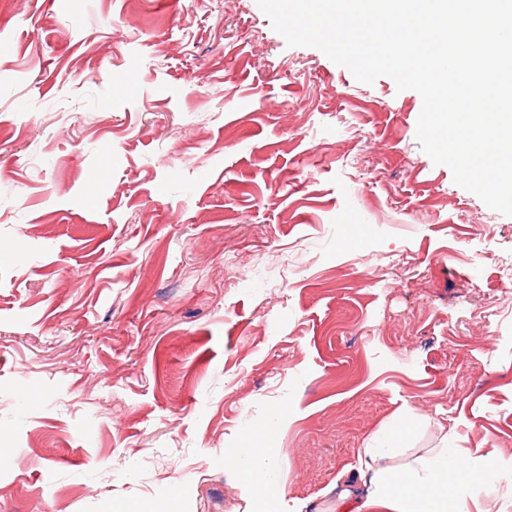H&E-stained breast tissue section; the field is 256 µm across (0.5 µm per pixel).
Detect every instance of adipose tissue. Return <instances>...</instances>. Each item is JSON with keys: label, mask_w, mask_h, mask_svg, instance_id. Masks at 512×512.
Here are the masks:
<instances>
[{"label": "adipose tissue", "mask_w": 512, "mask_h": 512, "mask_svg": "<svg viewBox=\"0 0 512 512\" xmlns=\"http://www.w3.org/2000/svg\"><path fill=\"white\" fill-rule=\"evenodd\" d=\"M229 457L258 499L269 500L277 449L259 443L233 449ZM459 462L450 449L442 448L417 456L397 470L377 467L365 495L340 501L337 508L339 512H470L466 498L448 493V472Z\"/></svg>", "instance_id": "1"}]
</instances>
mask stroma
Returning <instances> with one entry per match:
<instances>
[{
    "label": "stroma",
    "mask_w": 512,
    "mask_h": 512,
    "mask_svg": "<svg viewBox=\"0 0 512 512\" xmlns=\"http://www.w3.org/2000/svg\"><path fill=\"white\" fill-rule=\"evenodd\" d=\"M421 108L256 0H0V512H259V437L336 512L402 417L512 512V216ZM252 445L229 451L230 464L243 474L259 500L268 501L273 491L271 473L279 452L276 448H265L263 443Z\"/></svg>",
    "instance_id": "1"
}]
</instances>
